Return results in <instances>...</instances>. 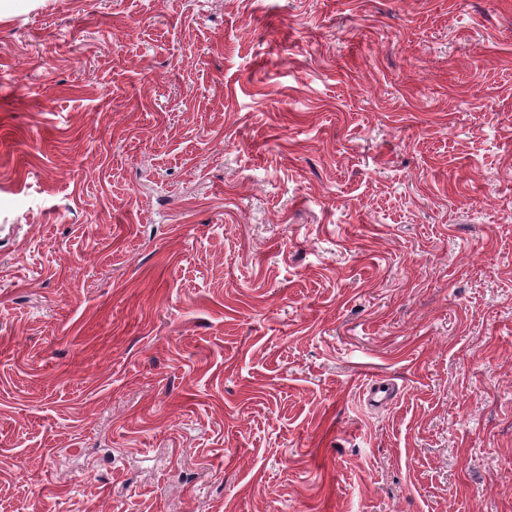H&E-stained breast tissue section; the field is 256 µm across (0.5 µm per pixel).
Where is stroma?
Instances as JSON below:
<instances>
[{"label":"stroma","instance_id":"35a3bbf8","mask_svg":"<svg viewBox=\"0 0 512 512\" xmlns=\"http://www.w3.org/2000/svg\"><path fill=\"white\" fill-rule=\"evenodd\" d=\"M511 459L512 0L0 10V512H512ZM362 395L372 407L387 405L395 396V389L392 384L383 380H368L363 387Z\"/></svg>","mask_w":512,"mask_h":512}]
</instances>
